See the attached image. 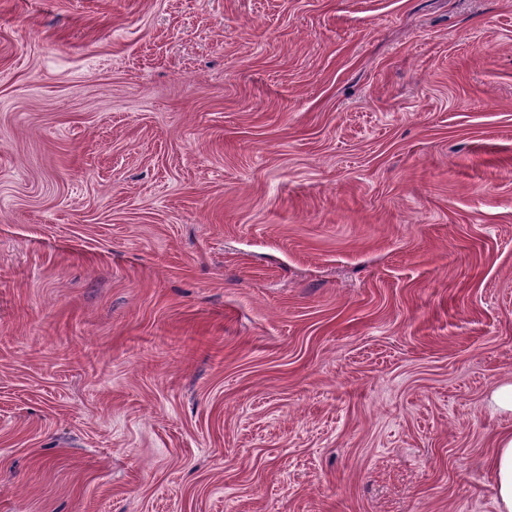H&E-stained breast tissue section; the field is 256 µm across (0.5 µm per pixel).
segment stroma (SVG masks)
Here are the masks:
<instances>
[{"mask_svg": "<svg viewBox=\"0 0 512 512\" xmlns=\"http://www.w3.org/2000/svg\"><path fill=\"white\" fill-rule=\"evenodd\" d=\"M512 0H0V512H497Z\"/></svg>", "mask_w": 512, "mask_h": 512, "instance_id": "1", "label": "stroma"}]
</instances>
